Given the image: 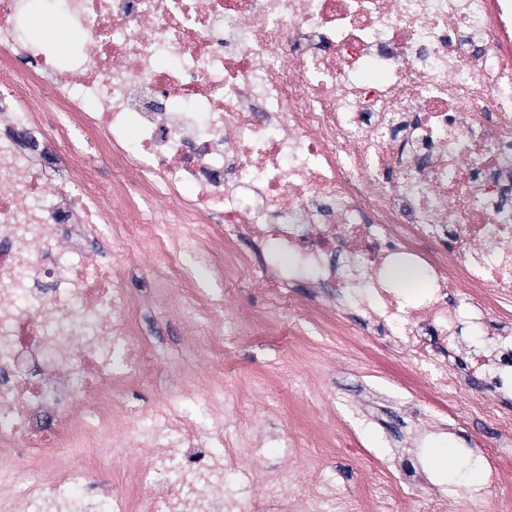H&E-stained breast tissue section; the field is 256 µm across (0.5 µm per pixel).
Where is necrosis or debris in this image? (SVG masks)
<instances>
[{
  "instance_id": "4bbe7bcc",
  "label": "necrosis or debris",
  "mask_w": 512,
  "mask_h": 512,
  "mask_svg": "<svg viewBox=\"0 0 512 512\" xmlns=\"http://www.w3.org/2000/svg\"><path fill=\"white\" fill-rule=\"evenodd\" d=\"M31 3L0 0V512H222L223 449L150 447L129 427L149 413L117 400L145 375L136 253L177 282L192 328L222 304L198 276L248 269L274 299L332 289L298 315L347 355L364 353L355 292L435 390L512 376L505 336L464 369L446 361L460 309L512 323V0H51L74 53L29 35ZM159 197L176 203L164 219ZM88 232L132 252L94 256ZM399 265L425 287H396ZM271 321L233 318L207 347L223 356ZM120 437L150 468L117 496L97 451Z\"/></svg>"
}]
</instances>
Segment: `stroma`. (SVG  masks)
<instances>
[{
    "mask_svg": "<svg viewBox=\"0 0 512 512\" xmlns=\"http://www.w3.org/2000/svg\"><path fill=\"white\" fill-rule=\"evenodd\" d=\"M136 276L128 283L144 315L142 335L150 337L160 356L157 374L122 395L123 404L137 412H149L156 425H165L171 408L198 407L200 437L212 447L223 441L240 448V460L249 475L248 486L229 478L224 487L223 512H253L266 498L269 479L288 474L296 494L295 512L308 507V486L316 479L329 485L342 499H356L381 490L385 482L400 487L389 512H428L440 502L444 512H469L470 492L481 493L486 512H491L494 488L492 459H512V446L495 448L492 426L473 412L474 403L495 396L499 410L512 414V389L498 394L488 387L463 384L456 401L442 395L408 392V377L425 379L424 370L410 365L405 353L387 351L378 356V371L371 372L346 362L336 339L314 336L313 349L304 365H294L289 352V327L249 336L234 342L224 361L223 406L236 409L233 391L238 382L252 385L248 413L238 414L227 425L209 414L205 391L182 393V371L194 368L207 375L214 362L191 336L173 307L175 297L158 304V286L152 259H140ZM205 292L225 297L223 314L265 307L261 289L244 284L234 298H226L223 282L199 278ZM352 427L347 448L323 455L311 441L313 427L335 430ZM450 449L457 459L455 471L434 465L432 451ZM413 460L422 478L416 486L405 483L406 460Z\"/></svg>",
    "mask_w": 512,
    "mask_h": 512,
    "instance_id": "obj_1",
    "label": "stroma"
}]
</instances>
